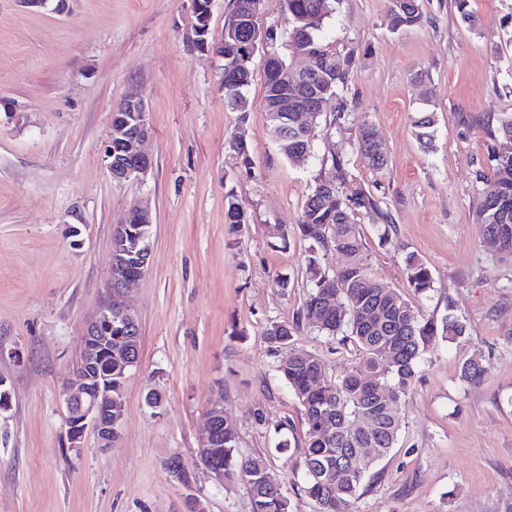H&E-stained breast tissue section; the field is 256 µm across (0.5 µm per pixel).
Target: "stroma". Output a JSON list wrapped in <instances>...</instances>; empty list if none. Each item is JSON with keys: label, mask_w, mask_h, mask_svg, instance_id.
<instances>
[{"label": "stroma", "mask_w": 512, "mask_h": 512, "mask_svg": "<svg viewBox=\"0 0 512 512\" xmlns=\"http://www.w3.org/2000/svg\"><path fill=\"white\" fill-rule=\"evenodd\" d=\"M389 0H338L322 35L351 58L341 96L327 103L314 154L282 158L264 112L265 57L256 54L247 118L227 111L221 62L191 43L190 0H70V11L0 0V512H251L243 486L224 487L199 465V431L212 400L258 457L285 481L294 512H316L299 465L306 426L276 370L265 331L292 322L306 300L309 243L303 203L342 155L356 183L391 215H358L374 275L407 292L420 316L455 312L466 326L440 340L401 401L398 443L359 490L353 512H512V263L487 254L475 209L487 135L463 118L512 112V0H422V18L398 30ZM422 82H414V74ZM436 114L423 151L412 117L423 90ZM141 92L150 113L147 176L112 181L103 161L112 109ZM386 143L374 174L356 142L359 121ZM247 141L250 167L227 145ZM247 224L231 231L225 196ZM153 210L148 269L129 304L140 358L128 373L119 440L103 450L86 429L68 448L63 387L80 358L86 323L110 278L112 227L137 202ZM288 227L287 240L276 231ZM390 244H382V234ZM435 283L408 293V254ZM291 346L317 354L329 379L358 352L309 329ZM478 360L483 382L461 377ZM161 391V406L145 401ZM180 458L186 480L171 472Z\"/></svg>", "instance_id": "1"}]
</instances>
